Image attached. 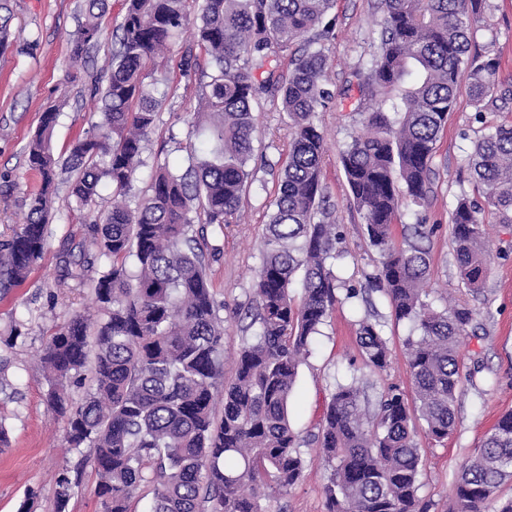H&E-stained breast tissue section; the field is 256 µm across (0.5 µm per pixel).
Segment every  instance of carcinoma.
Masks as SVG:
<instances>
[{
    "instance_id": "obj_1",
    "label": "carcinoma",
    "mask_w": 512,
    "mask_h": 512,
    "mask_svg": "<svg viewBox=\"0 0 512 512\" xmlns=\"http://www.w3.org/2000/svg\"><path fill=\"white\" fill-rule=\"evenodd\" d=\"M335 0H124L105 84L90 98L101 113L99 132L82 136L64 160L52 135L58 112L42 113L26 147L27 164L42 180L22 227L0 239V294L24 281L49 234L58 170L73 177L71 196L92 208L102 184L112 186L111 209L86 227L104 259L95 281L104 317L91 324L74 315L40 352L53 408L67 416L68 443L90 449L102 512H128L148 487L152 512H263L261 500L288 493L304 460L288 419L298 367L336 302L335 261L342 240L322 207L324 139L315 112L332 96L320 44L335 39L329 18ZM84 22L73 39L78 61L103 36L104 0H82ZM490 0H383L380 44L359 92L368 97L361 132L341 152L350 198L379 254L371 283L396 319L415 324L406 341L413 397L389 386L374 412L362 408L356 381L336 386L313 441L330 469L327 512H422V448L428 436L448 438L456 427L461 358L457 343L475 312L467 304L441 311L423 300L428 251L395 242L401 209L426 202L431 164L461 84L476 113L512 103L499 83V59L470 53ZM11 10L0 0V51L9 47ZM196 22L182 72L207 56L211 72L192 113L191 134L203 137L202 156L179 174L164 163L135 208L126 198L141 163L143 142L163 100L148 83L158 59L182 29ZM281 102L289 119L288 161L278 175L273 212L256 274L254 336L241 346L231 379H224V321L208 274L207 230L224 229L240 210L251 180L253 105ZM467 170L483 200L456 197L451 210L454 260L474 295L484 287L489 253L481 214L512 224V123L481 136ZM91 261L65 250L62 277L81 279ZM302 274L303 295L292 288ZM365 365L383 371L390 349L378 323H359ZM91 384L81 402H66L64 384ZM512 477V413L500 419L479 452L466 461L455 488L456 512H489L497 488ZM70 470L54 479L55 512L72 496Z\"/></svg>"
}]
</instances>
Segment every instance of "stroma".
Returning a JSON list of instances; mask_svg holds the SVG:
<instances>
[{
	"mask_svg": "<svg viewBox=\"0 0 512 512\" xmlns=\"http://www.w3.org/2000/svg\"><path fill=\"white\" fill-rule=\"evenodd\" d=\"M81 0H10L11 44L0 53V233L23 224L29 199L40 178L26 163V145L42 112L57 110L52 147L67 156L74 139L91 131L100 120L89 100L88 88L103 76L112 56V33L122 15V0H108L102 20L103 36L83 60L70 59L72 39L82 20ZM492 8L471 47L472 53L498 57V79L512 83V0H491ZM335 40L326 43L327 87L333 98L316 112L314 122L325 142L323 169L326 206L340 224L341 258L336 274L344 285L366 288L378 253L370 247L361 214L349 201V188L340 152L362 129L365 108L358 103L357 72L366 70L378 45L377 22L381 0H336ZM195 39L184 30L173 42L154 73L157 93L167 99L158 114L136 171L130 203H137L155 167L169 163L185 169L190 153L187 118L198 106L204 83L202 69L182 74V50ZM252 184L242 200L240 220L210 235L218 252L209 261V274L224 321V374L232 376L235 359L249 331L238 310L254 298L255 273L262 262L265 225L278 189V174L288 155V115L280 102L264 101L254 111ZM512 121V109L477 114L467 87H460L457 103L440 132L433 158L430 192L423 206L403 208L393 227L397 242L412 240L413 227L433 232L422 245L431 262L426 284L428 299L466 303L479 317L475 335L459 341L462 356L461 389L456 429L436 441L419 434L423 462L419 495L428 512H450L461 465L479 450L486 434L502 415L512 412V224L483 226L490 249L489 271L482 293L473 295L461 283L453 258L450 212L459 194L476 196L465 159L474 141L488 127ZM92 211L77 208L69 196L67 179H59L47 246L29 277L8 295L0 296V425L7 444L0 446V512H54V475L70 468L77 484L69 512H100L94 495L96 477L86 450L69 448L67 421L51 408L47 382L37 356L56 324L77 312L96 314L92 279L60 281L63 247L80 249L82 225L92 223ZM370 317L380 323L389 340V366L380 372L366 368L356 343L357 322ZM409 321H396L381 292L366 299L340 300L316 336L310 354L298 368L289 402V420L301 441L304 470L285 495L261 502L264 512H326L323 487L329 470L316 453L313 436L337 384L357 381L363 402L374 408L390 385L410 389L404 341L414 335Z\"/></svg>",
	"mask_w": 512,
	"mask_h": 512,
	"instance_id": "obj_1",
	"label": "stroma"
}]
</instances>
